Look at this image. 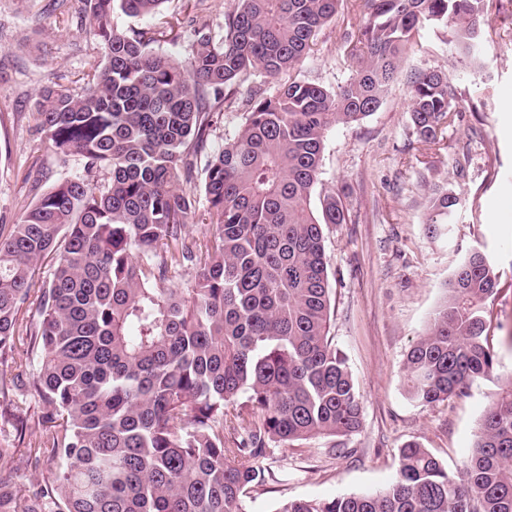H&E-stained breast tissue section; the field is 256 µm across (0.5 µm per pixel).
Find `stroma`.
<instances>
[{
  "mask_svg": "<svg viewBox=\"0 0 512 512\" xmlns=\"http://www.w3.org/2000/svg\"><path fill=\"white\" fill-rule=\"evenodd\" d=\"M235 0H166L162 18L170 32L156 51L184 60L191 50L187 16L220 24ZM76 23H60L52 0H0V231L10 232L20 215L57 181L82 168L80 158L59 162L35 128L31 109L41 91L66 86L83 68L92 45L81 4L70 0ZM361 17L339 13L320 32L302 76L337 89L350 76L344 58L347 28ZM403 64L446 70L467 111L430 148L419 143L408 112L406 81L387 92L380 109L362 121L337 124L326 133L321 173L312 208L333 191L349 220L324 227L332 271L334 313L330 335L344 357L363 406L361 430L350 438L318 436L276 447L261 464L274 480L252 491L246 512H275L280 501L330 498L382 489L396 475L398 450L416 442L449 472L467 460L493 383L475 382L468 394L424 405L411 398L403 364L423 336L444 286L466 251L482 249L498 272L496 295L485 309L488 336L505 367H512V0L491 10L481 65L452 53L448 31L420 29ZM468 153L466 176L455 158ZM448 185L461 202L447 234L426 230V196ZM0 365V476L23 493L49 485L53 466L33 465L30 454L41 429L42 403L13 385L17 373ZM353 448V455L338 451Z\"/></svg>",
  "mask_w": 512,
  "mask_h": 512,
  "instance_id": "35a3bbf8",
  "label": "stroma"
}]
</instances>
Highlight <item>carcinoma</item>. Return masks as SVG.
<instances>
[{
    "mask_svg": "<svg viewBox=\"0 0 512 512\" xmlns=\"http://www.w3.org/2000/svg\"><path fill=\"white\" fill-rule=\"evenodd\" d=\"M346 1L364 23L348 34L351 75L332 91L300 72ZM165 2L82 0L86 70L33 106L49 149L80 157L82 171L0 238V361L22 337L36 353L24 391L45 406V429L33 455L57 463L41 496L0 476V512H245L272 477L257 464L271 445L360 431L362 403L329 336L323 234L348 213L334 192L311 208L324 135L381 107L420 28H451L456 51L476 58L489 0H237L216 29L190 19L182 62L152 50L163 31L114 23ZM254 71L273 91L240 96ZM407 84L416 134L435 145L461 117L457 90L435 69ZM232 108L241 128L212 151L210 131ZM199 187L208 208L196 238L187 227ZM458 205L447 187L431 189V236ZM48 256L43 281L36 263ZM497 278L469 250L404 363L424 404L499 382L463 468L450 473L410 444L385 488L286 500L276 512H512V370L484 315ZM33 300L39 319L24 323Z\"/></svg>",
    "mask_w": 512,
    "mask_h": 512,
    "instance_id": "obj_1",
    "label": "carcinoma"
}]
</instances>
